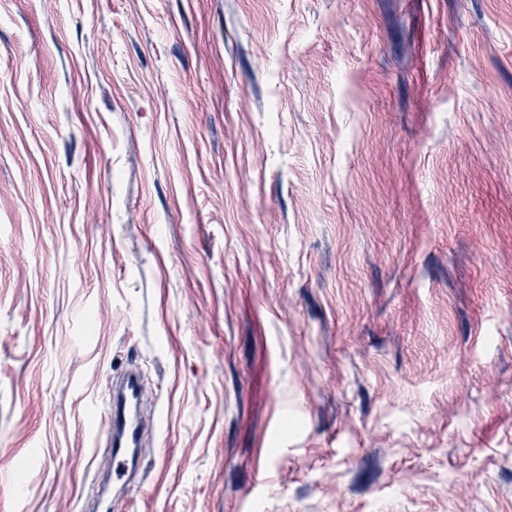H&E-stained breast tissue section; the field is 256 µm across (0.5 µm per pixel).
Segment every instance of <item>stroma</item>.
<instances>
[{"instance_id":"1","label":"stroma","mask_w":512,"mask_h":512,"mask_svg":"<svg viewBox=\"0 0 512 512\" xmlns=\"http://www.w3.org/2000/svg\"><path fill=\"white\" fill-rule=\"evenodd\" d=\"M512 512V0H0V512ZM145 390L139 373L127 371L112 386L102 421L111 436L108 449L112 470V492L123 494L133 485L140 466L139 447L143 435L140 404Z\"/></svg>"}]
</instances>
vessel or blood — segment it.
<instances>
[{
	"label": "vessel or blood",
	"mask_w": 512,
	"mask_h": 512,
	"mask_svg": "<svg viewBox=\"0 0 512 512\" xmlns=\"http://www.w3.org/2000/svg\"><path fill=\"white\" fill-rule=\"evenodd\" d=\"M145 390L139 373H123L112 387L102 421L111 436L108 450L112 489L122 493L130 488L140 466L139 447L143 435L140 404Z\"/></svg>",
	"instance_id": "vessel-or-blood-1"
}]
</instances>
